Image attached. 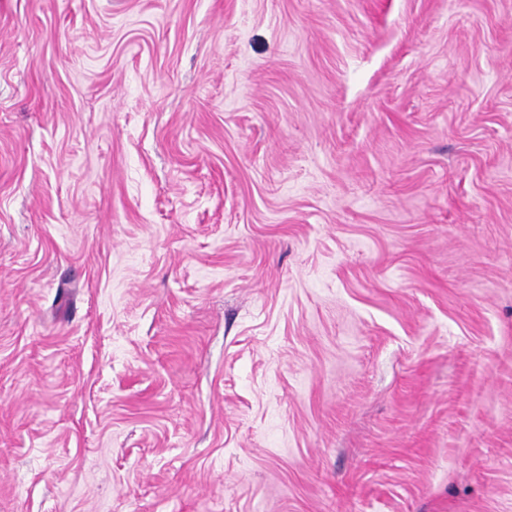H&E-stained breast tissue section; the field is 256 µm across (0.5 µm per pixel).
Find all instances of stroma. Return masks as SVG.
<instances>
[{
  "instance_id": "35a3bbf8",
  "label": "stroma",
  "mask_w": 512,
  "mask_h": 512,
  "mask_svg": "<svg viewBox=\"0 0 512 512\" xmlns=\"http://www.w3.org/2000/svg\"><path fill=\"white\" fill-rule=\"evenodd\" d=\"M0 512H512V0H0Z\"/></svg>"
}]
</instances>
